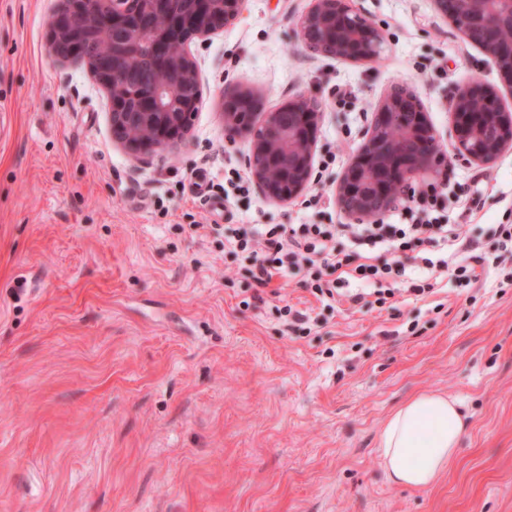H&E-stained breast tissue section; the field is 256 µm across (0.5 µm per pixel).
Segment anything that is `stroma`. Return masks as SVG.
I'll return each mask as SVG.
<instances>
[{
	"instance_id": "1",
	"label": "stroma",
	"mask_w": 512,
	"mask_h": 512,
	"mask_svg": "<svg viewBox=\"0 0 512 512\" xmlns=\"http://www.w3.org/2000/svg\"><path fill=\"white\" fill-rule=\"evenodd\" d=\"M57 0H0V512H512V150L454 155L448 98L481 80L512 90L432 0H354L386 34L371 62L306 53L310 0H250L194 40L202 100L188 143L134 161L112 138L105 91L47 52ZM415 88L448 152L438 181L481 175L483 207L444 200L476 240L482 282H448L379 311L318 301L297 282L255 297L224 229L344 224L340 177L379 98ZM272 111L304 92L325 111L310 194L280 204L224 137L225 91ZM338 160L322 168V159ZM223 200V211L212 207ZM309 314L286 329L280 309ZM422 391L456 397L467 427L432 487L388 482L377 438Z\"/></svg>"
}]
</instances>
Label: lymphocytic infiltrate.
Instances as JSON below:
<instances>
[{"label": "lymphocytic infiltrate", "mask_w": 512, "mask_h": 512, "mask_svg": "<svg viewBox=\"0 0 512 512\" xmlns=\"http://www.w3.org/2000/svg\"><path fill=\"white\" fill-rule=\"evenodd\" d=\"M410 204L399 224H259L253 236H228L224 248L245 255L258 287H268L273 278L304 277L310 293L322 302L351 303L367 308L385 306L401 281L408 291L423 299L437 290L444 279L464 287L479 281L476 266L482 263L479 245L469 238L463 225L442 222V194L437 184L410 188ZM412 251L421 261L419 274L408 275L401 261L377 263L378 251ZM471 256L468 264L458 254ZM323 266L324 275L310 276L313 265ZM356 291H348L349 282Z\"/></svg>", "instance_id": "f902f5d3"}]
</instances>
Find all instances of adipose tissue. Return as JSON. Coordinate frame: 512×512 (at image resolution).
<instances>
[{"mask_svg":"<svg viewBox=\"0 0 512 512\" xmlns=\"http://www.w3.org/2000/svg\"><path fill=\"white\" fill-rule=\"evenodd\" d=\"M464 421L452 397L424 392L386 419L379 451L389 481L411 488L432 486L452 463Z\"/></svg>","mask_w":512,"mask_h":512,"instance_id":"ef3b65f1","label":"adipose tissue"}]
</instances>
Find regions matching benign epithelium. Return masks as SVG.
<instances>
[{
    "instance_id": "obj_1",
    "label": "benign epithelium",
    "mask_w": 512,
    "mask_h": 512,
    "mask_svg": "<svg viewBox=\"0 0 512 512\" xmlns=\"http://www.w3.org/2000/svg\"><path fill=\"white\" fill-rule=\"evenodd\" d=\"M74 0H59L47 21L49 57L78 61L105 90L111 110L113 140L135 158L153 156L188 140L191 109L201 103L200 75L186 45L234 24L247 0H89L78 17L63 21ZM439 16L451 20L465 40L478 46L512 89V0H433ZM106 25L112 44L96 56L78 55L83 32ZM303 49L318 56L350 61L376 59L386 35L358 12L352 0H313L298 20ZM171 79L138 89V111L127 112L125 73L141 59L144 48ZM457 156L488 165L512 148V112L499 91L479 80L449 100ZM322 102L306 94L272 112L263 111L250 90L224 94V136L250 143L247 165L252 180L270 200L288 203L308 189L313 177L315 133ZM444 147L430 124L419 94L394 87L374 109L373 122L360 149L346 167L337 189L340 207L352 220H369L397 205L410 180L437 171Z\"/></svg>"
}]
</instances>
